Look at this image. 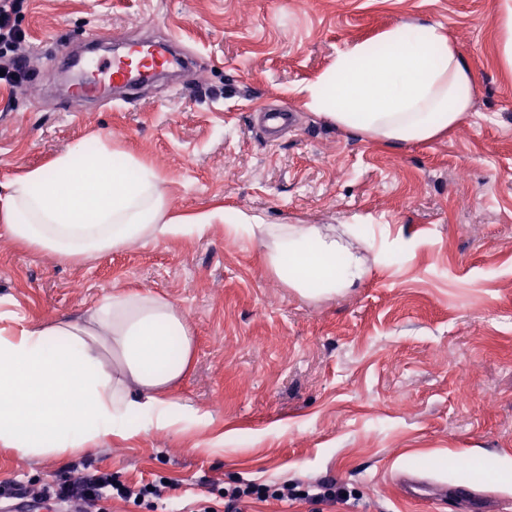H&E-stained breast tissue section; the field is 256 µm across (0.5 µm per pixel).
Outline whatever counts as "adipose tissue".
<instances>
[{
  "label": "adipose tissue",
  "mask_w": 512,
  "mask_h": 512,
  "mask_svg": "<svg viewBox=\"0 0 512 512\" xmlns=\"http://www.w3.org/2000/svg\"><path fill=\"white\" fill-rule=\"evenodd\" d=\"M298 94L336 128L396 146L456 127L476 85L446 29L416 20L339 51ZM214 224L258 243L267 271L305 301L343 294L387 260L368 224H268L222 208L173 214L155 170L99 138L0 189V233L67 263L200 237ZM194 354L187 313L149 290L112 292L82 316L46 323L0 314V447L64 460L115 437L208 427L209 413L174 395Z\"/></svg>",
  "instance_id": "1"
}]
</instances>
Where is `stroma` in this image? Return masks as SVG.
<instances>
[{"mask_svg":"<svg viewBox=\"0 0 512 512\" xmlns=\"http://www.w3.org/2000/svg\"><path fill=\"white\" fill-rule=\"evenodd\" d=\"M512 0H27L26 84L0 82V184L100 137L154 167L173 212L221 206L269 224H370L376 240L423 239L363 285L306 302L271 276L257 244L212 225L201 238L133 245L80 264L0 235V312L51 321L104 293L144 289L184 309L195 364L177 390L205 429L151 431L63 461L0 452V512L72 468L128 486L172 483L173 512H223L225 491L335 483L336 503L256 496L241 512H457L402 496L412 476L469 483L512 512L498 470L512 463V68L502 20ZM425 18L445 26L477 86L470 115L442 139L389 147L328 124L293 90L349 44ZM161 36L196 61L135 102L62 93L55 57L91 31ZM297 126L266 141L256 113ZM224 445L209 447L216 434Z\"/></svg>","mask_w":512,"mask_h":512,"instance_id":"stroma-1","label":"stroma"}]
</instances>
